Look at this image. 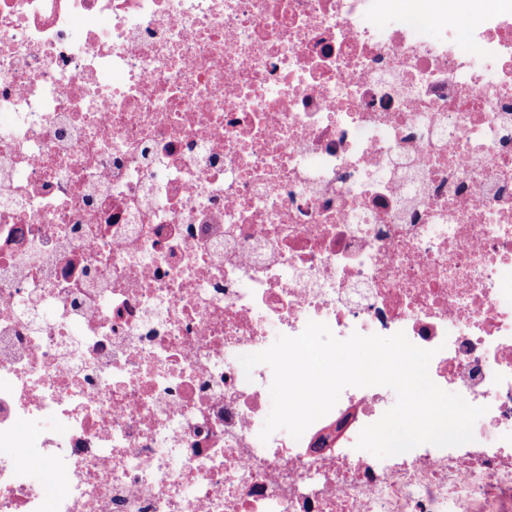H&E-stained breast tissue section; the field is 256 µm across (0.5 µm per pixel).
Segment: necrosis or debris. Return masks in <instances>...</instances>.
Segmentation results:
<instances>
[{"instance_id": "necrosis-or-debris-1", "label": "necrosis or debris", "mask_w": 512, "mask_h": 512, "mask_svg": "<svg viewBox=\"0 0 512 512\" xmlns=\"http://www.w3.org/2000/svg\"><path fill=\"white\" fill-rule=\"evenodd\" d=\"M311 321L473 442L261 441ZM0 512H512V0H0Z\"/></svg>"}]
</instances>
